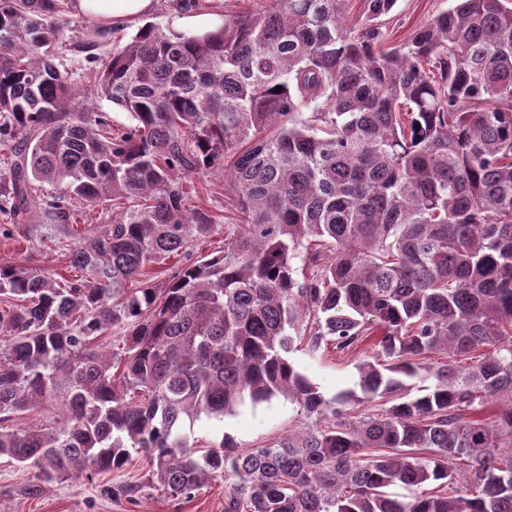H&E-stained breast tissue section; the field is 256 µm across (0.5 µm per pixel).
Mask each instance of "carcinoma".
I'll return each mask as SVG.
<instances>
[{"mask_svg": "<svg viewBox=\"0 0 512 512\" xmlns=\"http://www.w3.org/2000/svg\"><path fill=\"white\" fill-rule=\"evenodd\" d=\"M343 2L147 23L106 57L84 42L94 92L129 114L115 129L72 106L56 0H0V212L55 243L76 204L122 206L74 234L79 279L0 261V456L30 494L134 450L170 498L223 480L224 512H512V5L455 0L384 49L396 0L354 24ZM226 155L236 223L195 258L218 225L183 180ZM373 336L331 399L289 359ZM278 396L300 425L271 444L190 442L201 416ZM43 404L60 419L9 425Z\"/></svg>", "mask_w": 512, "mask_h": 512, "instance_id": "1", "label": "carcinoma"}]
</instances>
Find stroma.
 I'll return each instance as SVG.
<instances>
[{
    "mask_svg": "<svg viewBox=\"0 0 512 512\" xmlns=\"http://www.w3.org/2000/svg\"><path fill=\"white\" fill-rule=\"evenodd\" d=\"M67 23L60 32L59 59L70 73L77 91L76 109L91 108L104 112L113 126L129 124L127 112L106 98L87 94L93 70L84 53L78 52V43L87 41L95 31H103L102 51L130 40L139 29L138 23L113 28L111 23L92 20L73 13L69 0H59ZM454 0H397L395 8L381 22L388 42L407 39L426 26L442 10L452 7ZM185 188L188 204L210 212L220 229L200 243L193 245L194 255L220 250L224 245L223 225L232 223L233 215L227 199L231 186L225 185L223 172L195 175ZM0 260L38 266L50 274L74 278L63 246L49 248L28 244L23 231L13 236L0 234ZM296 368L316 384L328 398L340 391L353 388L356 379V357L337 358L334 353L311 355L300 350L290 355ZM299 424L297 407L284 398H275L257 405L245 404L223 420L201 418L193 427V437L199 445L228 437L241 449L256 448L287 435ZM32 481L31 471L19 468L7 459H0V512H224V484L216 480L194 491L191 498L175 500L164 495L152 483L149 466L140 454H133L129 463L120 470L102 473L94 478L67 480L53 484L42 494L31 496L26 489Z\"/></svg>",
    "mask_w": 512,
    "mask_h": 512,
    "instance_id": "1",
    "label": "stroma"
}]
</instances>
